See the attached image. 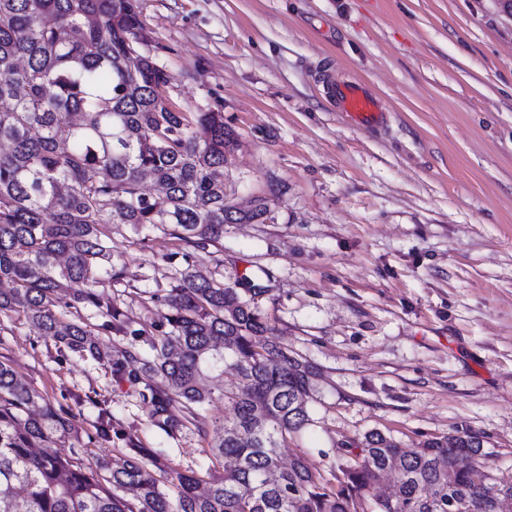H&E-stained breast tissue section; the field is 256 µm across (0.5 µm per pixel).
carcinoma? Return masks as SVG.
<instances>
[{"label":"carcinoma","instance_id":"obj_1","mask_svg":"<svg viewBox=\"0 0 512 512\" xmlns=\"http://www.w3.org/2000/svg\"><path fill=\"white\" fill-rule=\"evenodd\" d=\"M142 30L138 0H0V282L11 285L0 315L117 372L124 361L89 339L90 326L53 311L59 290L80 284L74 302L125 330L126 312L99 292L125 275L112 225L172 235L189 261L224 239V225L269 219L263 197L226 201L224 113L173 108ZM146 172L165 190L162 207L143 192ZM161 300L168 330L131 378L144 380L151 421L172 437L187 423L205 431L212 397L200 381L230 364L238 381L210 453L234 466L203 493L196 474L177 472L171 493L136 449L89 467L47 452L78 432L49 402L32 410L40 395L0 362V512H512V485L494 482L471 432L409 448L371 430L337 470L299 454L281 466L278 448L316 424L317 367L288 354L235 289L191 267Z\"/></svg>","mask_w":512,"mask_h":512}]
</instances>
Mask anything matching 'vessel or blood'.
<instances>
[{"mask_svg":"<svg viewBox=\"0 0 512 512\" xmlns=\"http://www.w3.org/2000/svg\"><path fill=\"white\" fill-rule=\"evenodd\" d=\"M328 95L345 119L354 126L381 133L389 115L381 100L360 80H339L330 83Z\"/></svg>","mask_w":512,"mask_h":512,"instance_id":"obj_1","label":"vessel or blood"}]
</instances>
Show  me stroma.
Masks as SVG:
<instances>
[{
	"label": "stroma",
	"instance_id": "35a3bbf8",
	"mask_svg": "<svg viewBox=\"0 0 512 512\" xmlns=\"http://www.w3.org/2000/svg\"><path fill=\"white\" fill-rule=\"evenodd\" d=\"M167 93L221 110L236 146L229 199L268 200L264 224H228L196 269L317 366L315 426L280 448L343 464L378 430L405 446L456 432L483 439L512 482V10L506 0H139ZM363 78L390 108L387 132L347 125L321 76ZM126 276L109 288L126 332L65 289L56 313L87 322L125 372L0 315V361L77 428L53 451L84 462L146 451L165 471L224 472L194 425L167 436L142 384L159 295L186 264L156 230L112 228Z\"/></svg>",
	"mask_w": 512,
	"mask_h": 512
}]
</instances>
